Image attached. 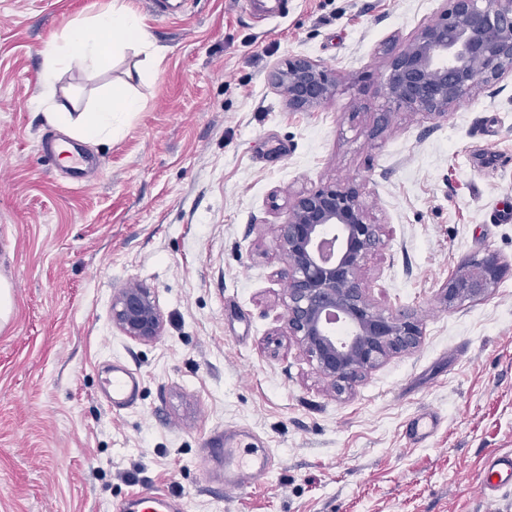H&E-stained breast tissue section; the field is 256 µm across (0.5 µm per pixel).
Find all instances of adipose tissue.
<instances>
[{"mask_svg": "<svg viewBox=\"0 0 512 512\" xmlns=\"http://www.w3.org/2000/svg\"><path fill=\"white\" fill-rule=\"evenodd\" d=\"M126 48L137 49L149 63L159 55L124 0H112L106 11L79 21L65 35L50 41L42 51L43 92L37 102L45 120L81 142L111 140L121 122L140 111V102L128 94L108 93L100 96L90 111L76 114L71 110L72 97L58 99L56 83L61 71L100 70L114 53Z\"/></svg>", "mask_w": 512, "mask_h": 512, "instance_id": "obj_1", "label": "adipose tissue"}]
</instances>
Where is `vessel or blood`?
<instances>
[{
  "label": "vessel or blood",
  "instance_id": "obj_1",
  "mask_svg": "<svg viewBox=\"0 0 512 512\" xmlns=\"http://www.w3.org/2000/svg\"><path fill=\"white\" fill-rule=\"evenodd\" d=\"M39 152L48 159H68L69 171L74 180H81L83 169L88 163L86 156L69 148L63 138L44 137L38 144ZM141 390L137 373L121 364L113 365L112 375L104 388L113 411L133 406ZM442 420L435 411H428L410 417L406 425V436L411 443L426 442ZM248 432L228 430L224 433L223 458L220 462V478L225 490L243 492L263 482L275 465V457L269 449L257 450L247 444ZM512 488V453L506 452L491 457L485 475L480 482V492L488 499ZM131 512H177L172 499L159 491L139 493L127 502Z\"/></svg>",
  "mask_w": 512,
  "mask_h": 512
}]
</instances>
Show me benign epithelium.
I'll list each match as a JSON object with an SVG mask.
<instances>
[{
    "label": "benign epithelium",
    "instance_id": "7a95c632",
    "mask_svg": "<svg viewBox=\"0 0 512 512\" xmlns=\"http://www.w3.org/2000/svg\"><path fill=\"white\" fill-rule=\"evenodd\" d=\"M512 75V0H444L435 20L395 48L384 90L387 108L435 118L491 81ZM272 83L295 112H312L336 94V75L305 56L284 60ZM354 183L324 184L288 199L275 225L284 257L283 335L294 342L336 395L353 387L389 356L421 343L415 314L378 306L364 278L368 259L383 249L381 226L371 221ZM507 266L494 253L472 256L448 274L443 302L482 300L498 287ZM112 323L139 342L155 340L163 316L139 284L112 299Z\"/></svg>",
    "mask_w": 512,
    "mask_h": 512
}]
</instances>
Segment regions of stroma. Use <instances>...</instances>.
Wrapping results in <instances>:
<instances>
[{
    "mask_svg": "<svg viewBox=\"0 0 512 512\" xmlns=\"http://www.w3.org/2000/svg\"><path fill=\"white\" fill-rule=\"evenodd\" d=\"M109 0H0V512H113L148 490L185 512H512L490 503L488 460L512 452V273L489 297L448 307L440 286L462 260L512 263V78L448 118L384 113L388 49L441 0H288L277 17L247 0H126L164 50L95 73L60 74L80 112L104 91L143 103L83 185L37 150L53 134L36 100L42 50ZM336 72V96L289 110L271 75L291 56ZM354 182L385 248L365 267L378 304L419 319L420 347L336 395L282 341L285 263L274 226L290 195ZM150 288L155 341L112 323L120 288ZM141 379L129 409L103 395L113 365ZM443 421L415 446L414 414ZM251 431L278 467L240 494L206 473V446Z\"/></svg>",
    "mask_w": 512,
    "mask_h": 512,
    "instance_id": "35a3bbf8",
    "label": "stroma"
}]
</instances>
